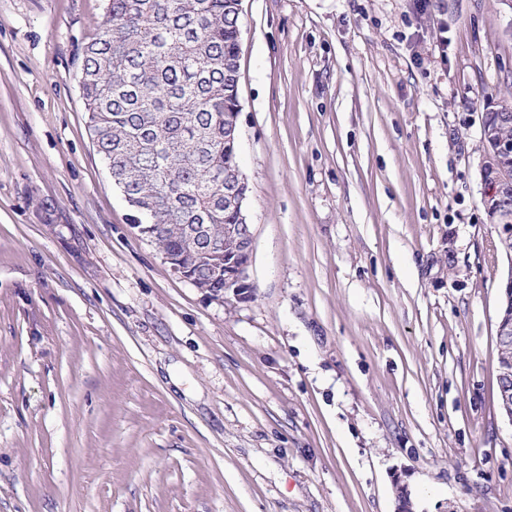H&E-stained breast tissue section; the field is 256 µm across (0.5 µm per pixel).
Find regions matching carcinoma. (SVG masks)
<instances>
[{
  "label": "carcinoma",
  "instance_id": "cac0c4a2",
  "mask_svg": "<svg viewBox=\"0 0 512 512\" xmlns=\"http://www.w3.org/2000/svg\"><path fill=\"white\" fill-rule=\"evenodd\" d=\"M241 0H106L98 35L83 49L87 127L112 181L154 228L148 238L183 258L192 284L224 296V255L187 253L239 223L224 195L238 172ZM483 148L512 137L498 110L483 116ZM494 224L512 226V194L485 201Z\"/></svg>",
  "mask_w": 512,
  "mask_h": 512
}]
</instances>
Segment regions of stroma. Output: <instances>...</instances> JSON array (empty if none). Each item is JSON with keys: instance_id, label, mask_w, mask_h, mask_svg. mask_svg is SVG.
<instances>
[{"instance_id": "obj_1", "label": "stroma", "mask_w": 512, "mask_h": 512, "mask_svg": "<svg viewBox=\"0 0 512 512\" xmlns=\"http://www.w3.org/2000/svg\"><path fill=\"white\" fill-rule=\"evenodd\" d=\"M104 0H0V512H512L501 0H242L248 292L173 273L79 87ZM499 109H488L483 116V148L484 155L487 152L489 143L499 138L512 137L511 124H502L498 121ZM488 135L490 138L486 137ZM487 143V144H486ZM495 153L486 154L481 166L482 179L487 186L486 198L493 196L507 195L512 192V176L502 173H491L498 167L512 172V158L499 160V155H512V140H498L493 145ZM499 154V155H498ZM486 166V167H485ZM489 178L486 180L488 173ZM487 214L492 219V224H509L512 227V194L503 198H492L484 200Z\"/></svg>"}]
</instances>
